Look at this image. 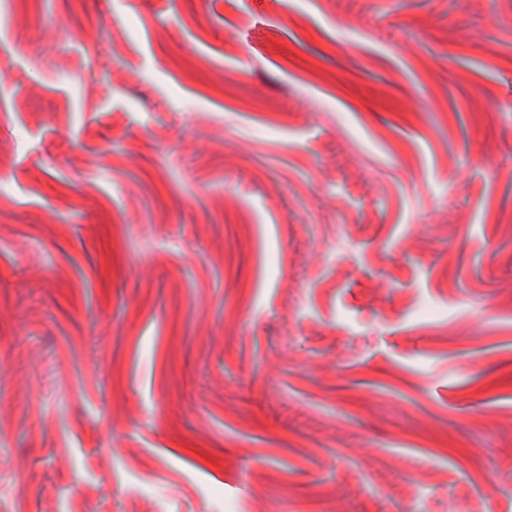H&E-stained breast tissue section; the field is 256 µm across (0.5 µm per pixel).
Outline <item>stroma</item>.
I'll list each match as a JSON object with an SVG mask.
<instances>
[{
    "label": "stroma",
    "mask_w": 512,
    "mask_h": 512,
    "mask_svg": "<svg viewBox=\"0 0 512 512\" xmlns=\"http://www.w3.org/2000/svg\"><path fill=\"white\" fill-rule=\"evenodd\" d=\"M0 144V512H512V0H0Z\"/></svg>",
    "instance_id": "obj_1"
}]
</instances>
